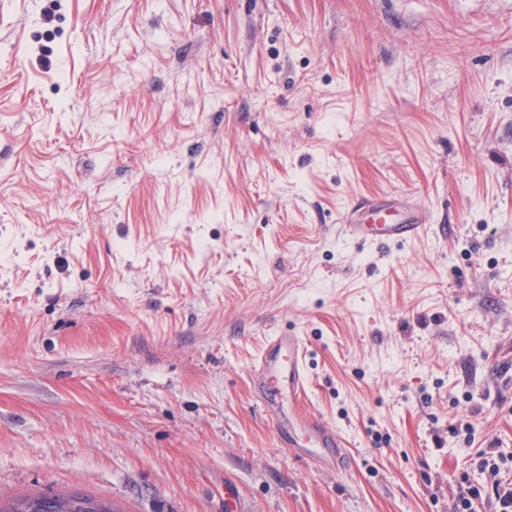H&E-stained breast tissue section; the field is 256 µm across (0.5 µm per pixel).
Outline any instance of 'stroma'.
Segmentation results:
<instances>
[{"instance_id": "obj_1", "label": "stroma", "mask_w": 512, "mask_h": 512, "mask_svg": "<svg viewBox=\"0 0 512 512\" xmlns=\"http://www.w3.org/2000/svg\"><path fill=\"white\" fill-rule=\"evenodd\" d=\"M432 221L357 244L354 200ZM308 344L349 463L257 405ZM512 0H0V496L495 512L512 480Z\"/></svg>"}]
</instances>
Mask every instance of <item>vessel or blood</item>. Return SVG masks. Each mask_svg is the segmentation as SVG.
I'll return each instance as SVG.
<instances>
[{
  "instance_id": "1",
  "label": "vessel or blood",
  "mask_w": 512,
  "mask_h": 512,
  "mask_svg": "<svg viewBox=\"0 0 512 512\" xmlns=\"http://www.w3.org/2000/svg\"><path fill=\"white\" fill-rule=\"evenodd\" d=\"M405 204L404 196L397 194L365 196L347 209L341 222L347 235L358 242L407 243L424 233L428 218L419 211L400 223H391L392 212ZM306 356L307 344L302 336L285 331L269 336L250 371L253 396L259 403L273 394L287 396L295 406L298 426L312 447L310 461L319 463L320 449L332 448L337 464H344L347 448L335 427L304 405L309 387Z\"/></svg>"
}]
</instances>
